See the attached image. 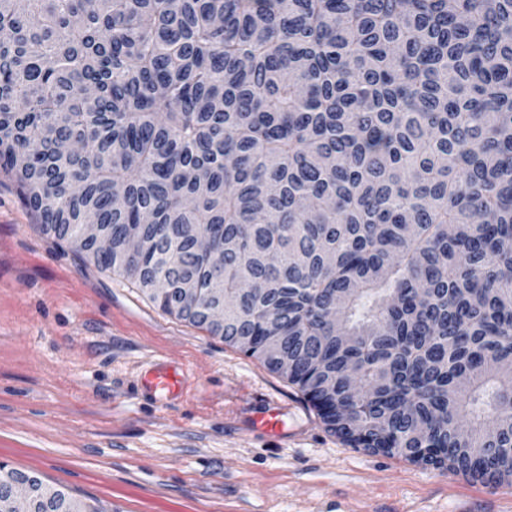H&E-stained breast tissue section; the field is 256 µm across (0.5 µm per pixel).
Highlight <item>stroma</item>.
<instances>
[{
  "label": "stroma",
  "mask_w": 512,
  "mask_h": 512,
  "mask_svg": "<svg viewBox=\"0 0 512 512\" xmlns=\"http://www.w3.org/2000/svg\"><path fill=\"white\" fill-rule=\"evenodd\" d=\"M158 365L179 395L148 390ZM273 408L282 429L256 428ZM0 462L112 512H512V487L344 447L259 360L45 235L1 176ZM148 389L153 393L166 397L176 396L183 389V377L168 367L157 366L149 370L145 376Z\"/></svg>",
  "instance_id": "stroma-1"
}]
</instances>
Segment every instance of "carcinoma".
<instances>
[{"label":"carcinoma","mask_w":512,"mask_h":512,"mask_svg":"<svg viewBox=\"0 0 512 512\" xmlns=\"http://www.w3.org/2000/svg\"><path fill=\"white\" fill-rule=\"evenodd\" d=\"M0 174L344 446L512 485V0H0Z\"/></svg>","instance_id":"carcinoma-1"}]
</instances>
